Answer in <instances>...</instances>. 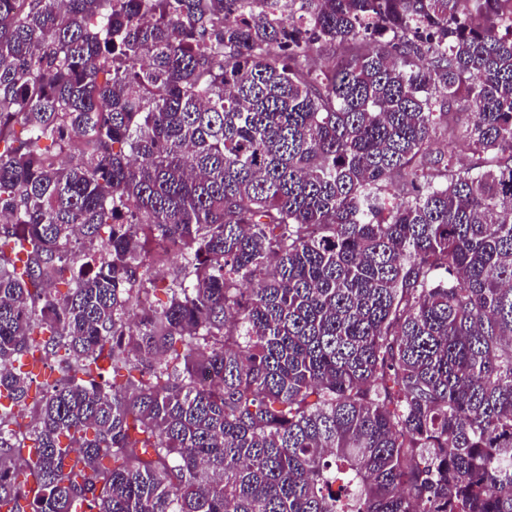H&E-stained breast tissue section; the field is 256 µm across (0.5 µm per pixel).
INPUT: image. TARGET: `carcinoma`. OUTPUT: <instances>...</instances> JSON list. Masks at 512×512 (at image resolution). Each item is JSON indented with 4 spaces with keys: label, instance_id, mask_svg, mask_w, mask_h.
<instances>
[{
    "label": "carcinoma",
    "instance_id": "obj_1",
    "mask_svg": "<svg viewBox=\"0 0 512 512\" xmlns=\"http://www.w3.org/2000/svg\"><path fill=\"white\" fill-rule=\"evenodd\" d=\"M295 4L0 0V512H512V0Z\"/></svg>",
    "mask_w": 512,
    "mask_h": 512
}]
</instances>
